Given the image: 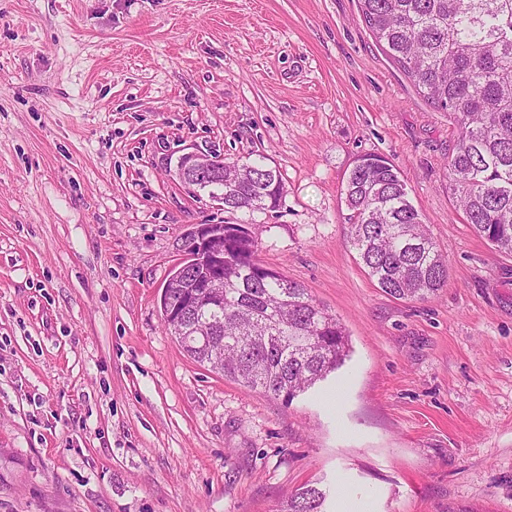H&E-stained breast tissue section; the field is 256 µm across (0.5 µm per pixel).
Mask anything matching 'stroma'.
Here are the masks:
<instances>
[{
	"instance_id": "35a3bbf8",
	"label": "stroma",
	"mask_w": 512,
	"mask_h": 512,
	"mask_svg": "<svg viewBox=\"0 0 512 512\" xmlns=\"http://www.w3.org/2000/svg\"><path fill=\"white\" fill-rule=\"evenodd\" d=\"M453 117L358 0H0V512H512V255L448 191ZM387 157L448 260L428 301L362 270L343 188ZM188 154L280 170L224 210ZM258 223L264 264L351 340L292 402L200 366L159 299L196 224ZM326 492L314 485H306L291 495L284 512H325Z\"/></svg>"
}]
</instances>
